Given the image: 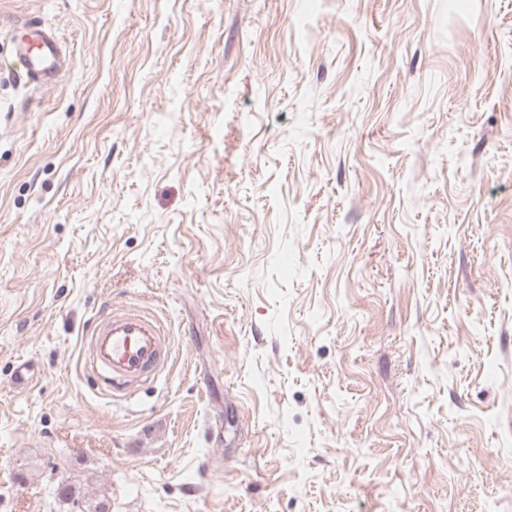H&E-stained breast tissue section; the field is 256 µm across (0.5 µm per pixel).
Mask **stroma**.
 Returning <instances> with one entry per match:
<instances>
[{
    "mask_svg": "<svg viewBox=\"0 0 512 512\" xmlns=\"http://www.w3.org/2000/svg\"><path fill=\"white\" fill-rule=\"evenodd\" d=\"M97 501L512 512V0H0V512ZM15 58L29 80L45 82L58 71L59 47L52 33L37 29L20 42ZM166 331L155 317L112 309L92 330L89 353L92 363L112 387V394L131 398L134 385L150 374L168 349Z\"/></svg>",
    "mask_w": 512,
    "mask_h": 512,
    "instance_id": "35a3bbf8",
    "label": "stroma"
}]
</instances>
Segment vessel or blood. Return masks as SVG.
Returning <instances> with one entry per match:
<instances>
[{
	"label": "vessel or blood",
	"instance_id": "b4317fda",
	"mask_svg": "<svg viewBox=\"0 0 512 512\" xmlns=\"http://www.w3.org/2000/svg\"><path fill=\"white\" fill-rule=\"evenodd\" d=\"M59 47L52 33L37 29L20 42L16 62L34 82L52 79L59 67ZM168 347L166 331L155 317L127 310L107 312L92 330V363L113 392L131 397L133 387L150 374Z\"/></svg>",
	"mask_w": 512,
	"mask_h": 512
}]
</instances>
